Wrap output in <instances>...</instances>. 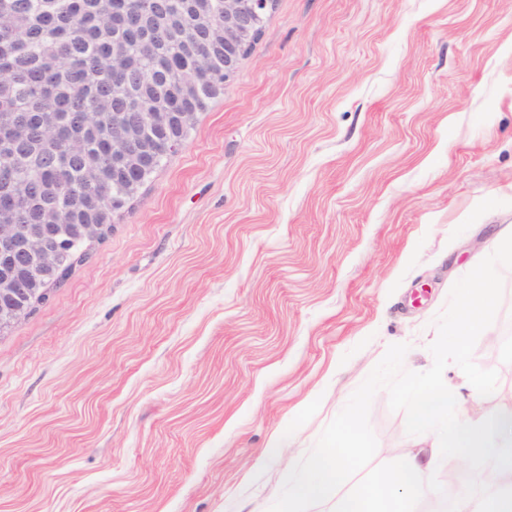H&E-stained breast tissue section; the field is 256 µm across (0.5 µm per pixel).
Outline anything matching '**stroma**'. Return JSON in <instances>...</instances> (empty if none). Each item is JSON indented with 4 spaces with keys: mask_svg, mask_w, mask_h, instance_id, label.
Returning a JSON list of instances; mask_svg holds the SVG:
<instances>
[{
    "mask_svg": "<svg viewBox=\"0 0 512 512\" xmlns=\"http://www.w3.org/2000/svg\"><path fill=\"white\" fill-rule=\"evenodd\" d=\"M512 224V0H275L112 232L0 333V512H268L383 358L431 368L453 284ZM448 388L512 403V269ZM377 450L338 498L407 452ZM479 462L429 477L480 498Z\"/></svg>",
    "mask_w": 512,
    "mask_h": 512,
    "instance_id": "1",
    "label": "stroma"
}]
</instances>
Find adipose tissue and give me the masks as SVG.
Segmentation results:
<instances>
[{
    "label": "adipose tissue",
    "mask_w": 512,
    "mask_h": 512,
    "mask_svg": "<svg viewBox=\"0 0 512 512\" xmlns=\"http://www.w3.org/2000/svg\"><path fill=\"white\" fill-rule=\"evenodd\" d=\"M432 390L416 392L417 422L421 430L446 435L450 441H463L473 455L482 460L487 472L486 494L478 500L461 496L453 502V512H512V404H497L478 420H470L461 411L460 401L452 391H445V401L433 412H425L424 404ZM435 450L409 456L400 467L387 472L358 495L361 512H373L377 500H388L392 512H406L409 501L423 493L417 476L435 462Z\"/></svg>",
    "instance_id": "1"
}]
</instances>
